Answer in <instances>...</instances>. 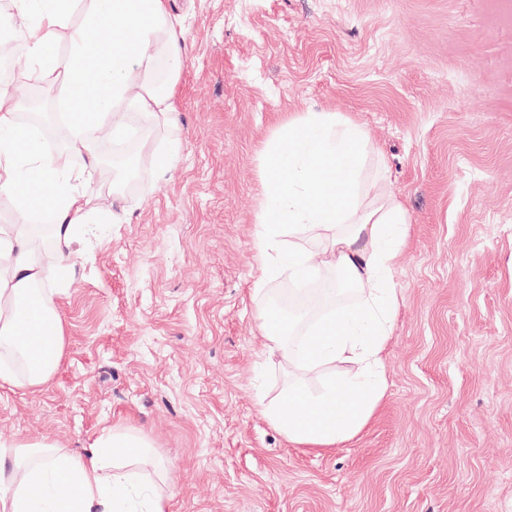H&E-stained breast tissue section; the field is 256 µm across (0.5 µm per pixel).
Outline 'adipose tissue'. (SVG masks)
<instances>
[{"mask_svg": "<svg viewBox=\"0 0 512 512\" xmlns=\"http://www.w3.org/2000/svg\"><path fill=\"white\" fill-rule=\"evenodd\" d=\"M8 26L23 45L28 80L50 81L55 90L67 150L81 160L76 167L58 163L38 133L20 129L17 94L0 91V201L10 204L17 222L14 231L0 229V382L35 389L55 373L64 331L48 288L53 270L39 257L30 218L49 212L52 249L67 259L81 225L119 222L84 186L101 175L100 150L126 128L128 112L172 123L183 31L168 0H11ZM368 151L357 123L306 112L261 153L254 295L264 296L278 278L309 279L329 268L340 276L338 288L358 297L323 317L310 338L293 340L287 326L262 324L267 354L305 369L339 363L354 369L320 397L263 404L268 421L297 444L350 441L384 395L382 353L399 307L393 273L408 226L402 203L366 176ZM32 300L44 312L49 345L39 365L21 373L9 356ZM143 445L116 433L99 439L88 458L51 443L1 450L0 512H58L61 502L67 512H165L155 484L132 478Z\"/></svg>", "mask_w": 512, "mask_h": 512, "instance_id": "ef3b65f1", "label": "adipose tissue"}]
</instances>
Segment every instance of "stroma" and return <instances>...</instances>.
Returning <instances> with one entry per match:
<instances>
[{"label":"stroma","mask_w":512,"mask_h":512,"mask_svg":"<svg viewBox=\"0 0 512 512\" xmlns=\"http://www.w3.org/2000/svg\"><path fill=\"white\" fill-rule=\"evenodd\" d=\"M179 112L141 130L138 186L53 296L65 345L31 391L0 386V443L88 456L146 438L165 512H512V0H169ZM362 125L408 239L386 392L331 450L260 401L332 373L271 358L251 296L259 150L289 117ZM181 144L159 172L154 150Z\"/></svg>","instance_id":"obj_1"}]
</instances>
